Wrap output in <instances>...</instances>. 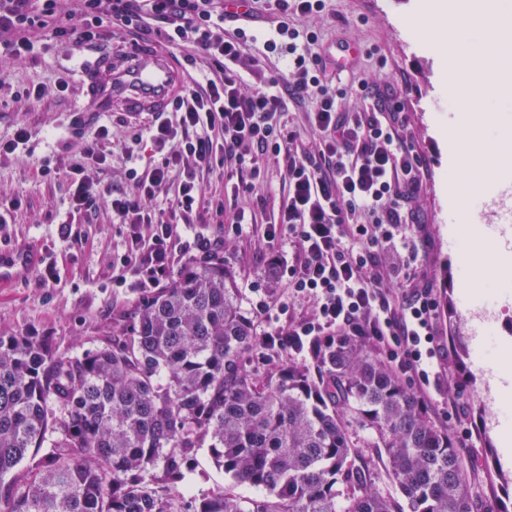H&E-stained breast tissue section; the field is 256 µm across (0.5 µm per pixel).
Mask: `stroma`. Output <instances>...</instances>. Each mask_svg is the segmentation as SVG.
<instances>
[{"label":"stroma","instance_id":"stroma-1","mask_svg":"<svg viewBox=\"0 0 512 512\" xmlns=\"http://www.w3.org/2000/svg\"><path fill=\"white\" fill-rule=\"evenodd\" d=\"M417 0H329L324 12L294 20L300 33L318 36L315 52L328 55V79L333 89L344 91L348 111L371 107L370 94L361 93L359 82L395 87L406 124L403 140L425 163L427 179L416 202L431 245L419 248L410 269L428 275L437 300V330L440 343L451 347L453 360L440 385L431 392L429 411L436 424L453 435L469 465V480L475 499L474 512H495L499 498L512 493V460H505L503 436L489 426V411L483 403L489 377L512 378V366L500 361L475 363L473 314L461 294V269L456 239L462 230L459 213L449 201V186L460 178L448 159L446 132L458 122L459 113L443 111L448 96L445 74L447 54L433 29L446 27L445 15L435 16L428 27L416 30L407 21ZM245 62L240 67L246 87H270L279 78L281 63L269 59L267 40L275 38L271 21L261 18L247 26ZM87 49L57 46L39 51L32 60L0 59V139L12 137L17 126L35 128L37 135L25 150L0 158V195L18 196L28 204L18 215L0 223V249L27 245L43 255L42 267L0 289V327L34 329L51 336L58 355L69 356L101 344L112 327L114 315L131 310L140 296L134 273L120 264L127 228L111 211L85 218L74 212L64 181L46 182L38 168L43 159L62 152L65 145H79L81 135L104 124L112 130L110 166L104 175L113 186H125L129 168L145 170L158 162L150 140L126 155L125 147L134 128L145 119L126 116L120 109L94 112L86 107L79 84V71L90 57ZM66 81L64 96L53 94L58 81ZM34 85L49 87V94L34 109L22 98ZM264 181L245 198L258 223L269 221L283 190V177L274 157L261 160ZM223 238L220 253L235 276L242 312L258 333L288 328L311 318L312 302L293 297L285 270H277L275 282L267 280L269 250L294 259L296 248L288 238L268 244L260 234L237 233L233 225L193 224L182 229L175 268L201 258L197 243ZM54 265L55 280L43 277L45 265ZM460 403L449 413L446 402ZM197 466L187 473L180 489L194 496L216 487H226L239 498L255 496V489L232 484L216 467L207 449H198Z\"/></svg>","mask_w":512,"mask_h":512}]
</instances>
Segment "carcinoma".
Wrapping results in <instances>:
<instances>
[{
    "instance_id": "obj_1",
    "label": "carcinoma",
    "mask_w": 512,
    "mask_h": 512,
    "mask_svg": "<svg viewBox=\"0 0 512 512\" xmlns=\"http://www.w3.org/2000/svg\"><path fill=\"white\" fill-rule=\"evenodd\" d=\"M264 349L219 254L141 289L80 355L1 327L0 512H473L454 438L373 339H317L261 372ZM351 418L396 493L372 487ZM204 446L262 495L217 487L185 505L178 484Z\"/></svg>"
}]
</instances>
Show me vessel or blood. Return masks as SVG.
Wrapping results in <instances>:
<instances>
[{
	"label": "vessel or blood",
	"instance_id": "1",
	"mask_svg": "<svg viewBox=\"0 0 512 512\" xmlns=\"http://www.w3.org/2000/svg\"><path fill=\"white\" fill-rule=\"evenodd\" d=\"M84 73L89 100L114 103L129 116L166 111L184 75L177 55L156 43L138 44L119 61L110 51L99 50ZM40 261V253L30 247L0 250V288Z\"/></svg>",
	"mask_w": 512,
	"mask_h": 512
}]
</instances>
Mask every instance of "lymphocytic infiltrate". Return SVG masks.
I'll return each instance as SVG.
<instances>
[{
	"mask_svg": "<svg viewBox=\"0 0 512 512\" xmlns=\"http://www.w3.org/2000/svg\"><path fill=\"white\" fill-rule=\"evenodd\" d=\"M58 2L0 0V54L26 58L40 40L93 46L109 27L136 36L155 21L165 26L166 45L182 48L188 63L202 56L213 68L212 78L187 83L169 111L156 113L147 134L132 135L136 144L150 138L160 159L144 172L129 169L126 189L95 180L84 166L107 163L103 144L112 132L105 125L83 137L80 160L59 155L39 167L47 180L69 182L77 212L104 208L126 224L122 266L155 287L171 277L178 225L191 215L256 226L255 214L238 200L259 183V158L273 156L284 185L278 218L265 225L263 237L270 244L285 234L295 238L299 255L287 267L288 286L293 296L312 301L315 312L266 333L265 344L295 349L309 336H367L387 347L397 374L418 377L420 395L428 397L435 362L451 356L435 341L433 284L402 272L395 289L384 288L376 261L378 254L407 249L402 227L418 221L412 203L426 169L399 134L398 109L344 111L327 86L326 61L311 49L317 35L297 47L291 18L322 12L326 0H242L238 12L226 10L227 0H77L73 13L61 12ZM266 13L278 23L265 48L287 53L290 79L279 94L246 93L234 69L246 44L243 23ZM304 97L311 100L309 147L281 121L286 99ZM230 160L239 165L236 183L208 195L205 175L223 171ZM162 195L168 209L147 208Z\"/></svg>",
	"mask_w": 512,
	"mask_h": 512,
	"instance_id": "f902f5d3",
	"label": "lymphocytic infiltrate"
}]
</instances>
